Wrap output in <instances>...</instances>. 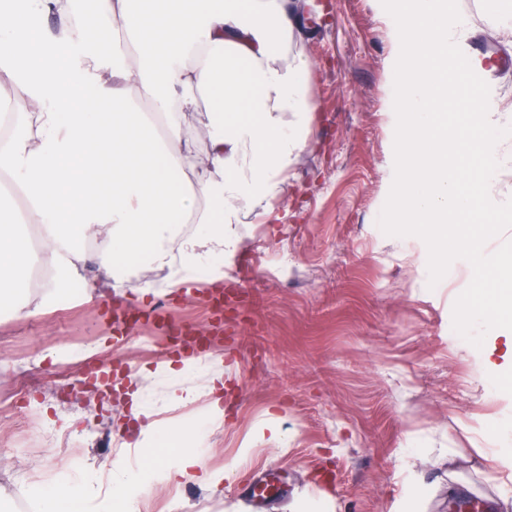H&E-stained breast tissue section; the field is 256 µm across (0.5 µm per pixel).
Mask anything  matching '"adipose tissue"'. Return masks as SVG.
Listing matches in <instances>:
<instances>
[{
    "instance_id": "obj_1",
    "label": "adipose tissue",
    "mask_w": 512,
    "mask_h": 512,
    "mask_svg": "<svg viewBox=\"0 0 512 512\" xmlns=\"http://www.w3.org/2000/svg\"><path fill=\"white\" fill-rule=\"evenodd\" d=\"M83 25L77 0H0V192L23 211L0 208V306L26 309L19 290L42 269L47 307L82 278L86 243L114 287L145 301L153 284L129 288L133 272L164 269L171 292L213 277L241 242L240 226L277 204L304 150L315 106L302 77L301 16L310 0H96ZM247 68H239V61ZM152 112L121 103L130 92ZM207 99L204 150L186 117ZM37 229L38 250L18 233ZM194 373L202 382L191 381ZM224 362L195 359L132 374L126 395L142 417L144 445L164 449L161 471L172 486L191 479L218 492L235 480L263 440L283 441L278 419L240 441L235 462L210 468L196 443L224 417ZM197 400L205 421L160 427L156 416ZM152 466L117 463L106 495L93 482L65 479L36 492L39 512H141Z\"/></svg>"
}]
</instances>
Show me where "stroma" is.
Here are the masks:
<instances>
[{"label": "stroma", "instance_id": "obj_1", "mask_svg": "<svg viewBox=\"0 0 512 512\" xmlns=\"http://www.w3.org/2000/svg\"><path fill=\"white\" fill-rule=\"evenodd\" d=\"M317 24L304 76L317 106L307 148L288 175L286 220L252 219L220 271L237 306L217 315L204 289L172 302L164 270L137 305L139 324L113 320L125 307L104 269L52 308L0 310V506L37 512L34 489L65 478L107 483L108 444H137L132 464L157 463L138 443L140 424L116 396L85 398L87 365L162 363L158 329L187 323L222 330L215 352L229 388L224 423L201 444L210 467L232 463L241 437L275 413L284 442L260 443L221 494L155 479L141 512H256L243 491L273 483L257 512H397L416 491L415 512H448L468 492L499 498L487 458L512 392L499 394L483 352L452 328V307L470 283L465 260L428 284V252L415 236L386 235L377 220L394 163L392 60L397 30L379 0H314ZM467 51L499 110L512 111V30L458 0ZM109 345H101L102 337Z\"/></svg>", "mask_w": 512, "mask_h": 512}]
</instances>
